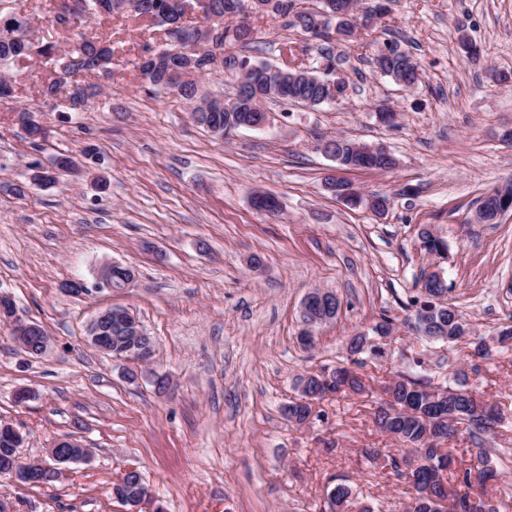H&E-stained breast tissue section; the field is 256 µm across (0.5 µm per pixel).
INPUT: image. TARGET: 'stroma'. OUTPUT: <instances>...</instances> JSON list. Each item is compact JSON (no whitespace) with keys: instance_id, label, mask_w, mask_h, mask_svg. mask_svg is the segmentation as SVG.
Listing matches in <instances>:
<instances>
[{"instance_id":"35a3bbf8","label":"stroma","mask_w":512,"mask_h":512,"mask_svg":"<svg viewBox=\"0 0 512 512\" xmlns=\"http://www.w3.org/2000/svg\"><path fill=\"white\" fill-rule=\"evenodd\" d=\"M59 0H0V10L30 21L42 41L66 47L72 32L54 19ZM251 60L281 64L283 47L309 45L272 13H252ZM87 35L112 43V80L84 111L68 112L38 93L49 76L32 66L15 98L0 100V296L19 318L42 324L47 352L25 359L0 321V421L26 437L20 453L47 459L57 438L92 449L89 461L63 465L60 479L32 486L0 478L11 512H127L112 485L127 467L141 471L152 498L139 512H320L327 489L346 482L360 499L390 512L403 494L367 448L393 442L374 422L373 397H331L303 427L282 406L297 398L299 375L332 369L346 341L370 331L381 313L396 334L366 354L365 373L439 377L467 368L464 344L432 343L407 327L423 279L441 271L448 297L477 334L493 336L512 319V212L478 224V200L512 180V0H391L382 19L335 41L350 88L337 104L270 102L269 124L218 137L196 123L186 100L148 84L146 51L166 42L162 27L128 11L100 15ZM418 62L423 80L410 91L377 72L387 36ZM480 49L468 61L462 38ZM397 112L378 121V105ZM28 110L47 130L39 149L16 122ZM342 136L386 146L390 170L338 167L321 150ZM67 152L83 158L80 180L8 190L32 159ZM391 200L377 215L352 208L325 186L328 177ZM109 187L99 190L98 178ZM415 195H407V188ZM275 195L278 216L256 211L254 192ZM447 245L429 255L421 230ZM261 256L253 268L251 256ZM133 267L123 289L97 287L103 263ZM82 281V295L65 282ZM319 288L340 302L336 319L298 341L305 295ZM122 307L157 344L153 365L171 390L132 382V362L93 349L86 335L101 311ZM470 384L512 418V351L494 349L469 370ZM34 397L19 406L16 390Z\"/></svg>"}]
</instances>
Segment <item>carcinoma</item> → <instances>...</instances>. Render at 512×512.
Here are the masks:
<instances>
[{
	"label": "carcinoma",
	"mask_w": 512,
	"mask_h": 512,
	"mask_svg": "<svg viewBox=\"0 0 512 512\" xmlns=\"http://www.w3.org/2000/svg\"><path fill=\"white\" fill-rule=\"evenodd\" d=\"M86 4L85 16H95L102 12H113V0H83ZM129 10L138 16L150 19L167 30L181 33L179 46L168 45L151 54V68L141 70L150 85L177 92L186 100L197 97V78L210 73L204 66L203 56L194 50L191 34L182 27L181 14L171 7L172 0H125ZM245 0H198L199 7L205 18L225 20L227 16H238L242 13ZM271 12L286 20V25L297 28L305 34H314L320 44L316 46L315 63L321 70L311 72L313 78L304 79L298 72L304 69V63L288 47L290 66H280L288 71L286 93L270 94L263 86L248 89L244 92V100L227 108L222 103H212L203 117L193 116L200 125L211 131L225 130L228 124L239 128L256 123L260 114L265 112L262 104L266 101H278L292 104L302 101L312 107L332 103L345 96L346 83L333 77L335 60L326 44L333 36H344L346 26L338 19L330 17L335 0H309L313 7L307 13L297 8L301 0H269ZM23 21L17 16L0 13V68L11 71H22L28 63L41 56L48 63H56V77L42 83L39 92L48 100L58 97L63 80L79 73H98L104 77L111 74L112 44L88 38L78 40L64 62H56L53 54L58 46L52 42L36 44L18 34ZM250 25L242 20L224 26V70L223 75L241 78V70L251 67L250 58L241 56L233 47L246 45L253 40L249 33ZM193 57L196 60L197 77L183 81L180 73L184 59ZM375 67L390 78H402L407 88L418 86L421 75L418 64L413 57L400 50L397 44L384 45V53L374 59ZM243 79V78H241ZM257 80L252 73L243 82ZM326 145L335 147L336 162L345 168L356 165L363 169H391L396 165L395 158L377 159L370 156H358L356 143L342 138H329ZM512 201V181L487 193L476 210L479 223L488 222V215L504 200ZM444 288L426 283L424 297L433 300L432 311L438 321V336L435 341L456 344L460 339L462 312L450 303L446 306L438 303V297ZM370 339L364 333H358L347 342V353L350 362H341L326 374V379L318 384L320 399L330 394L361 395L368 391L371 382L367 374L358 371L362 367L360 360L354 356L363 352ZM472 359H486L492 354L490 342L483 336L469 342ZM455 386H434L431 380L423 377H411L398 373L390 388L385 390L380 405L376 407L374 419L381 432L389 435L399 445L390 454L380 448L363 450L365 458L372 462L383 457L387 459L395 480L408 488L406 499L400 502L398 512H500L497 499L476 497L460 492V488L472 487V481L484 484L497 477V467L509 471L512 469V448H499L492 444L491 436L502 424L504 417L499 406L482 398L479 389L469 385V378L463 371L454 374ZM282 414L288 422L295 425L307 423L313 415V406L291 401L282 408ZM458 435L466 437L470 443L468 448H444L442 444ZM17 452L13 448V437L9 433H0V474L13 475ZM144 487L143 478L134 475L112 487L114 495L122 503L136 502ZM326 508L322 512H374V508L353 493L352 486L338 483L326 492Z\"/></svg>",
	"instance_id": "cac0c4a2"
}]
</instances>
